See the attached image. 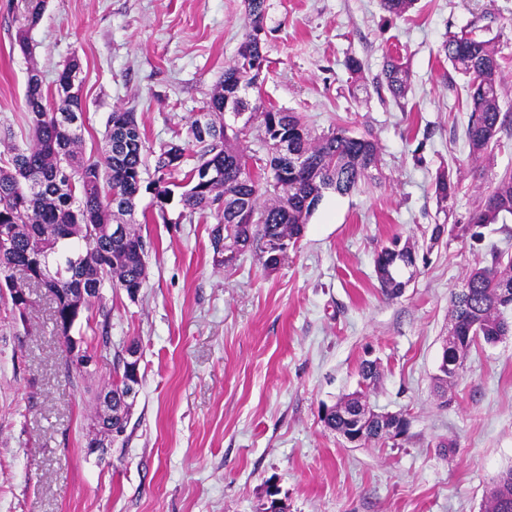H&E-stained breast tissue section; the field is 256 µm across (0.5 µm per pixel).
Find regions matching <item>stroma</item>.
Here are the masks:
<instances>
[{
    "mask_svg": "<svg viewBox=\"0 0 512 512\" xmlns=\"http://www.w3.org/2000/svg\"><path fill=\"white\" fill-rule=\"evenodd\" d=\"M21 24L19 0H0V121L27 138L29 71L49 87L79 59L84 148L98 154L119 109L135 112L152 148L175 133L191 142L248 16L245 0H47L28 55ZM463 29L497 49L499 105L512 113V0H416L400 18L379 0H268L263 100L314 133L374 138L378 169L348 194L327 192L273 269L250 250L216 265L212 219L172 206L144 221L142 194L146 283L134 301L104 288L112 343L94 346L82 379L67 375L49 296L32 289L22 316L0 298V512H260L272 485L289 512H483L512 469V334L472 347L446 398L434 377L452 294L476 262L512 255V215L482 240L463 233L512 172V129L472 156L467 78L441 50ZM389 55L410 71L401 100L379 83ZM448 172L459 190L443 203L435 183ZM395 237L414 246L416 273L390 298L374 260ZM132 338L142 382L126 433L91 447L96 396ZM367 360L380 377L365 387ZM358 390L376 412L403 415L406 436L355 446L328 429L324 408Z\"/></svg>",
    "mask_w": 512,
    "mask_h": 512,
    "instance_id": "stroma-1",
    "label": "stroma"
}]
</instances>
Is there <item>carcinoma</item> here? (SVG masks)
Masks as SVG:
<instances>
[{"mask_svg":"<svg viewBox=\"0 0 512 512\" xmlns=\"http://www.w3.org/2000/svg\"><path fill=\"white\" fill-rule=\"evenodd\" d=\"M248 26L233 64L224 69L221 92L206 101L191 121V133L198 150L174 135L158 151L147 145L144 132L132 110L112 112L107 122V149L101 158L84 157L79 151L84 124L64 121L68 101L61 91L80 71L77 59L70 60L55 80L52 90L26 83V119L30 139L21 143L9 125L0 126V137L11 141L8 158L0 161V230L10 236L0 249V290L25 295L20 312L30 305L27 289L43 287L55 300L56 321L66 319L69 296L76 288H89L86 308L98 305L101 342L109 345L108 327L112 309L102 304V289L111 283L131 293L140 292L147 278L146 257L150 243L133 220L137 200L146 191L153 196L159 216L172 203L182 207L181 215L193 220L212 215L210 245L217 265L226 266L224 239L234 235L242 248H254L263 266L279 265L269 258L272 246L295 244L321 202L332 190L347 194L356 189L369 171L378 167L380 150L367 137H356L338 126L319 135L312 134L295 112H286L258 98L250 101L249 91L259 88L246 70V61L267 63L265 17L267 0H246ZM23 26L16 42L22 53L29 51L28 32L45 11L46 0H21ZM391 16H401L414 0H380ZM448 61L468 76L470 119L466 130L471 155L478 157L496 140L500 131L512 125V113L501 112V69L497 51L489 40L462 31L443 44ZM409 73L395 57L387 58L381 82L391 95L404 97ZM233 94L241 107L254 114L266 146L264 164L250 162L244 150L232 146L246 138L248 130L224 121V98ZM154 154L153 179L145 175L147 156ZM194 163H189V158ZM181 189L177 194L174 189ZM458 182L451 175L438 178L435 191L441 202L454 198ZM512 215V173L504 174L493 190L484 194L473 213L477 227L495 224ZM105 224L127 225L126 235L112 237ZM381 249L375 267L385 275L380 288L390 296L402 291L401 273L414 267L411 247L391 253ZM24 272L26 283L14 282L8 272ZM465 286L468 293L454 294L451 316L458 321L456 332L476 335L494 344L506 334L501 313L502 294L512 301V257L494 255L491 262H478L470 270ZM512 498V469L501 475L490 490L486 509L502 512L503 497Z\"/></svg>","mask_w":512,"mask_h":512,"instance_id":"1","label":"carcinoma"}]
</instances>
